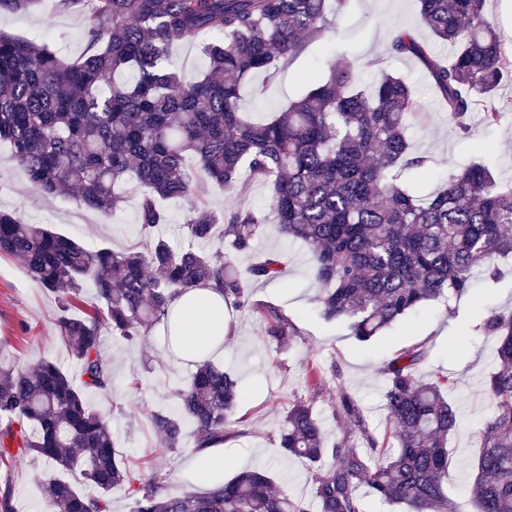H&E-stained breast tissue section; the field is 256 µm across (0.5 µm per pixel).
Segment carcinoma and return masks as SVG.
<instances>
[{"label": "carcinoma", "mask_w": 512, "mask_h": 512, "mask_svg": "<svg viewBox=\"0 0 512 512\" xmlns=\"http://www.w3.org/2000/svg\"><path fill=\"white\" fill-rule=\"evenodd\" d=\"M330 1L347 2L61 0L91 15L77 60L46 38L0 31V140L10 142L30 181L110 213L125 202L128 185L138 189L142 239L122 252L90 250L0 210V254L20 259L54 297L69 355L80 366L79 386L52 360L30 370L0 368V461L34 453L93 487L90 493L50 479L51 512H109L112 489L123 485L133 488V512H362V486L404 512H456L443 481L457 412L443 394L448 378L418 375L424 352L417 346L384 366L393 452L348 395L334 411L350 434L330 447L311 403L288 405L278 443L307 463L308 499L275 491L267 469L242 471L202 494L166 495L161 477H140L106 415L84 396L112 386L102 331L127 341L146 336L168 323L171 302L191 288L222 289L224 303L256 315L277 349L296 342L298 331L279 308L250 298L251 283L280 278V255L238 270L223 253L248 251L265 215L241 205L218 212L213 190L243 193L255 182L266 188L278 234L311 252V275L324 285L322 315L346 321L363 342L427 302L463 296L474 269L493 276L495 260L512 255V186L484 166L449 174L427 199L397 182L398 171L423 163L405 135L419 105L402 77L383 71L365 91L356 62L335 58L327 76L271 119H242L241 92L255 73L278 70L307 42L335 31ZM36 2L0 0V14L27 13ZM419 3V24L452 55L441 58L406 29L394 31L387 53L422 65L460 130L469 129L480 102L482 120L498 122L494 92L512 78V52L486 17V0ZM186 43L197 44L205 60L192 83L167 64L171 50ZM164 200L184 207L189 243L177 251L155 235L170 222ZM200 243L216 249L201 252ZM88 282L93 312L74 315ZM485 328L499 344L485 380L492 412L470 495L476 512H512V313L493 316ZM175 397L174 409L150 414L161 447L182 448L188 427L196 450L246 434L230 422L241 397L237 381L210 359L195 364ZM354 434L364 447L349 445Z\"/></svg>", "instance_id": "obj_1"}]
</instances>
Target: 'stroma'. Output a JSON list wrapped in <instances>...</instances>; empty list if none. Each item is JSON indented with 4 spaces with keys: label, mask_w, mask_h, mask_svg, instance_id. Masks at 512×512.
<instances>
[{
    "label": "stroma",
    "mask_w": 512,
    "mask_h": 512,
    "mask_svg": "<svg viewBox=\"0 0 512 512\" xmlns=\"http://www.w3.org/2000/svg\"><path fill=\"white\" fill-rule=\"evenodd\" d=\"M418 16V0H349L329 40L307 43L276 74L260 72L248 82L241 101L244 116L266 119L307 88L308 75L326 71L331 55H343L359 65L363 83H372L383 68L401 74L418 92L421 112L409 135L414 154L424 163L403 173V186L426 196L445 182L449 172L474 163L511 185L512 83L496 93L497 101L507 107L498 123L490 125L476 116L468 132H459L421 65L386 51L393 31L404 28L431 45L434 53L449 56V49L435 44L419 25ZM89 24L87 15L64 9L59 0H41L25 14L0 15V29L14 35L49 32L53 47L71 60L84 53L83 33ZM11 155L10 144L0 141L1 209L15 212L24 223L48 225L90 248L119 252L140 240L135 193H128L122 208L111 214L86 209L66 192L43 193ZM272 251L284 256L283 278L254 283L252 299L281 308L299 337L288 350L280 351L269 342L254 315L225 313L232 329L215 361L239 382L243 401L236 414L246 418L248 432L225 441L224 452L234 462L225 467L224 478L265 466L277 489L294 496L309 494L305 463L284 456L277 441L289 403L296 399L312 402L327 442L333 443L344 435V423L334 416L333 407L341 395H350L362 407L373 433L384 436L389 426L382 410L383 367L400 350L420 345L426 351L421 374L449 377L447 396L458 415L457 426L448 436L445 485L458 505L457 512H475L467 488L476 474L481 423L492 410L484 379L494 365L498 346L497 336L486 333L484 324L493 315L512 311V259L498 260L499 274L494 279L484 270H474L468 295L426 303L381 335L361 342L346 322L321 315L315 302L321 287L310 274L312 258L303 243L283 238L270 226L251 251L233 255L231 261L242 269ZM101 353L112 366V388L105 394L89 390L85 397L91 408L108 414L120 449L133 463L159 471L170 493L210 490V483L197 479L192 471L194 454L160 448L148 424V411L174 408L173 392L191 372L189 364L170 357L162 327H155L136 343L104 334ZM43 359L58 360L71 378L80 376L68 354L54 298L29 277L17 258L0 255V365L25 369ZM316 373L321 376L317 389L310 382ZM47 469V463L33 454L0 462V493L11 492L14 512H47Z\"/></svg>",
    "instance_id": "obj_1"
}]
</instances>
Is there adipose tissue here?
Instances as JSON below:
<instances>
[{"label": "adipose tissue", "mask_w": 512, "mask_h": 512, "mask_svg": "<svg viewBox=\"0 0 512 512\" xmlns=\"http://www.w3.org/2000/svg\"><path fill=\"white\" fill-rule=\"evenodd\" d=\"M170 351L180 360L205 347L215 327L224 324V297L215 288H196L171 304Z\"/></svg>", "instance_id": "1"}]
</instances>
